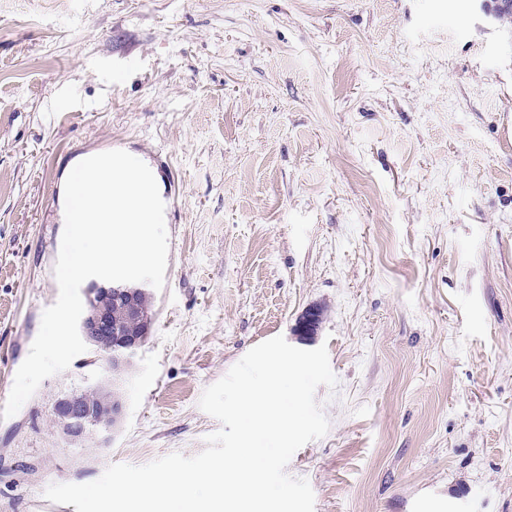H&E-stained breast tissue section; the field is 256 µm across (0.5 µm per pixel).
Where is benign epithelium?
<instances>
[{"label": "benign epithelium", "instance_id": "benign-epithelium-1", "mask_svg": "<svg viewBox=\"0 0 512 512\" xmlns=\"http://www.w3.org/2000/svg\"><path fill=\"white\" fill-rule=\"evenodd\" d=\"M87 294L89 310L80 321L81 335L90 343L110 339L112 367L117 368L135 352L144 337L133 336L113 323L112 305L121 307L129 320H140L138 291L116 283L110 287L93 284L87 288ZM318 322V311L310 308L300 317L295 332L299 336H312ZM53 411L72 439L84 440L94 433L115 431L123 420L124 403L119 398H106L92 405L79 393L72 392L59 398L53 405Z\"/></svg>", "mask_w": 512, "mask_h": 512}]
</instances>
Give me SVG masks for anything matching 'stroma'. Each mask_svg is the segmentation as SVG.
Returning a JSON list of instances; mask_svg holds the SVG:
<instances>
[{
    "mask_svg": "<svg viewBox=\"0 0 512 512\" xmlns=\"http://www.w3.org/2000/svg\"><path fill=\"white\" fill-rule=\"evenodd\" d=\"M125 149L164 188L150 334L95 346L0 418V512L193 456L252 347L326 346L314 512H512V16L475 0H0V408L59 295L61 179ZM321 312L314 337L296 324ZM118 381L109 441L62 395ZM53 411L73 440H84L93 433H109L120 426L124 403L119 398H106L91 405L78 392L59 398Z\"/></svg>",
    "mask_w": 512,
    "mask_h": 512,
    "instance_id": "35a3bbf8",
    "label": "stroma"
}]
</instances>
